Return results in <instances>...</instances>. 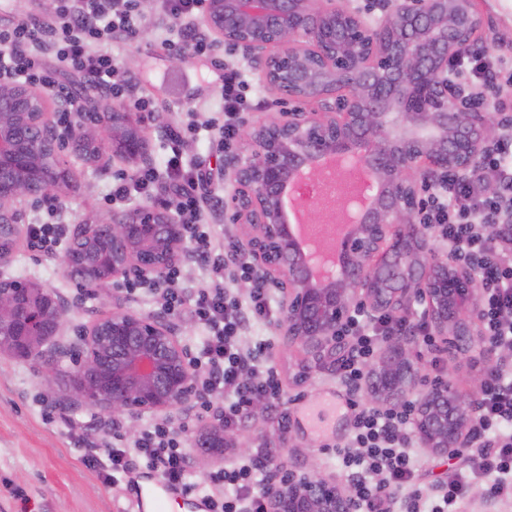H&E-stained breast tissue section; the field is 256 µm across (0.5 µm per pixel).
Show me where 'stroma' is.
I'll list each match as a JSON object with an SVG mask.
<instances>
[{"instance_id": "1", "label": "stroma", "mask_w": 512, "mask_h": 512, "mask_svg": "<svg viewBox=\"0 0 512 512\" xmlns=\"http://www.w3.org/2000/svg\"><path fill=\"white\" fill-rule=\"evenodd\" d=\"M54 0H0V28L20 23L47 22ZM477 8L483 24L476 38L478 46L498 48L512 67V0H478ZM138 9L143 27L128 42H113L111 51L125 78L134 89L156 99V109L166 116L164 125H147L144 135L151 156L150 167L159 178H166V165L171 149L166 137L169 128L184 129L181 152L185 163L198 167L206 182L201 196L206 203L204 223L212 235L224 242L243 245L247 228L230 223L224 214L227 180L220 172L224 152L243 154L247 151L245 137H237L229 148L218 144L217 126L224 121L225 69L252 66L244 52L228 47H214L210 53L187 52L179 65L169 61L171 54L182 52L177 44L178 25L157 8L156 0H139ZM170 38L172 47L161 44ZM71 188L63 189L62 214L51 215L49 207L31 212L34 224L56 222L62 239H69L73 225L90 218L100 224L112 220V210L104 203L115 178L132 174L140 167L133 160H115L108 173H100L96 162L81 151L67 150L64 155ZM7 278L32 279L49 288L60 300L71 303L70 326L86 323L98 307L93 298H80L76 282L64 272L60 257H47L33 246L23 245L16 251L11 265L0 272ZM278 315L257 323L244 338L246 346L269 341L265 356L277 373L283 389L278 408L267 409L263 416H246L232 434L238 441L248 442L251 452H265L281 447L277 463L283 467L316 471L346 479L331 449L346 443L353 430L354 415L342 413L333 431L318 437L298 420V412L306 401L335 394L347 397L348 389L330 369L301 377L302 353L289 349L277 331ZM421 374L450 375L456 389L479 396L481 372L495 365L497 358L485 352L483 345H474L463 355L448 349L430 350L413 341ZM68 374H61L55 388H48L37 367L28 361L0 359V512H124L133 491L131 483L106 482L84 461L83 445L66 430L67 424L77 426L94 422V437L111 440L113 423L101 422L90 410H73L63 406L69 395ZM207 409L196 406L191 414L195 427L183 436V446L191 456L192 482H199L201 473L213 472L239 458L235 449L203 451L196 442L203 433L199 420ZM287 416V428L277 424ZM289 447H282V440Z\"/></svg>"}]
</instances>
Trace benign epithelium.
Masks as SVG:
<instances>
[{"label": "benign epithelium", "mask_w": 512, "mask_h": 512, "mask_svg": "<svg viewBox=\"0 0 512 512\" xmlns=\"http://www.w3.org/2000/svg\"><path fill=\"white\" fill-rule=\"evenodd\" d=\"M205 21L220 45L247 52L261 79L288 101L315 100L247 124L250 150L227 154L230 177L224 211L247 225V249L264 287L283 295L280 333L300 346L308 371L336 363V340L351 308L395 313L418 299L436 335L464 351L475 336V277L462 261L431 253L421 221V192L437 176L480 172V158L507 118L489 111L448 66L468 54L481 17L475 0H391L371 20L353 0H206ZM68 102L33 85L0 77V269L26 236L29 213L60 197L62 184L45 167L63 171L72 146L100 143L102 169L123 157L148 162L141 113L82 112L68 124L57 115ZM335 154L361 164L368 182L355 197L371 203L336 241L341 265L307 258L288 220L287 200L305 180L324 174ZM62 258L82 287L102 281L151 284L189 256L185 225L143 206L112 212L109 224L75 225ZM66 341L69 311L46 287L0 276V357L33 362L47 383L80 354L69 383V406L96 409L133 425L145 415L170 417L200 397L198 373L176 324L165 312L140 315L110 308ZM418 367L403 336L386 341L369 368L370 395L398 403L417 389ZM476 400L448 382L420 394L415 430L420 444L446 456L470 447ZM203 448L224 447V409L211 410ZM269 512H355L349 487L319 473L269 466Z\"/></svg>", "instance_id": "obj_1"}]
</instances>
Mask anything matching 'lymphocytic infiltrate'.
I'll return each mask as SVG.
<instances>
[{"label":"lymphocytic infiltrate","instance_id":"f902f5d3","mask_svg":"<svg viewBox=\"0 0 512 512\" xmlns=\"http://www.w3.org/2000/svg\"><path fill=\"white\" fill-rule=\"evenodd\" d=\"M159 8L179 23L184 41L192 43L197 53L205 52L206 38L194 25L204 12L205 0H159ZM141 25L137 0H58L47 24L0 30V77L62 94L66 88L59 83L57 70L63 67L82 73L106 97L129 100L138 111L152 112V101L133 95L130 84L119 75L117 60L105 48L112 40L136 37ZM45 50L54 53L56 67L42 62ZM454 74L493 94L501 106L512 104V70L501 67L493 51H472L455 63ZM249 89L242 71L225 74L224 142L236 139L246 112L254 107ZM481 165L495 172L496 193H486L478 175L440 181L431 186L423 202V220L447 241L452 255L470 264L482 288L479 316L489 344L512 352V130L503 133ZM166 168L176 212L210 277L208 287L189 296L183 289H168L167 307L176 314L190 306L192 316L205 329L196 366L204 396L223 405L224 426L230 429L245 418L254 398L262 396L273 403L281 397L275 371L259 358L268 342L253 350L242 343L251 324L270 314L271 298L268 289L260 286L243 300L226 294L227 278H253V269L213 240L201 224V204L194 194L201 172L184 168L177 151L168 158ZM405 330L420 336L426 346L435 343L422 324L409 318L354 309L345 327L351 344L336 367L339 378L347 387L361 389L365 369L380 345ZM350 407L355 412L353 435L349 443L336 447L335 454L352 476L357 512H459L466 486L475 481L486 483L491 499L512 498V372L494 371L482 389L478 449L469 453L463 467L446 483L427 495L417 486L410 438L414 402L382 409L354 400ZM86 460L115 483L133 471H151L183 494H198L207 512H267L260 487L261 459L249 456L219 468L208 485L197 487L188 481L191 461L179 433L162 423L151 424L133 445L89 449Z\"/></svg>","mask_w":512,"mask_h":512}]
</instances>
